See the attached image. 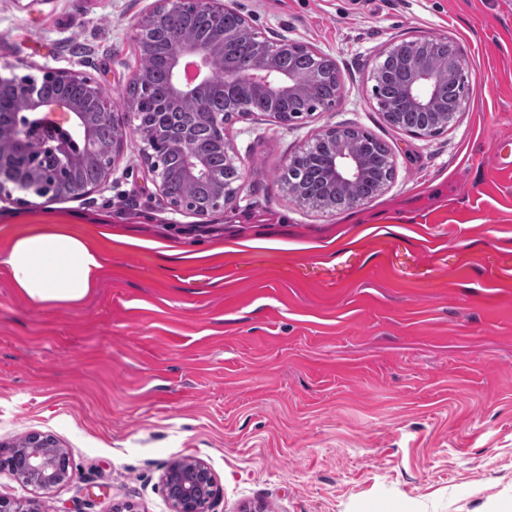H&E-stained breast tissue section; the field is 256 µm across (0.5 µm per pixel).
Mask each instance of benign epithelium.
Returning <instances> with one entry per match:
<instances>
[{
  "label": "benign epithelium",
  "instance_id": "1",
  "mask_svg": "<svg viewBox=\"0 0 512 512\" xmlns=\"http://www.w3.org/2000/svg\"><path fill=\"white\" fill-rule=\"evenodd\" d=\"M171 12H206L222 16L228 12L239 13L236 0H157V6L136 28L135 39L141 44L148 33L155 30L160 20ZM257 38L249 21L235 29L224 30L223 39L218 43H186L172 36L175 44L171 54L172 79L168 102H187L198 96L199 89L211 77L214 69L220 67L226 74V91H233L239 84L251 87L256 94L269 104V112L278 121L288 124L302 116L300 112H281L278 106L285 100L305 98L310 111L327 112L342 98L343 86L340 78H335L332 97L322 99L316 96L324 84L323 70L317 66L322 54L315 48L301 42L283 39L276 43L260 41L258 56L247 63H232L224 57V44L244 37ZM448 45L445 64L441 68L433 66V59L425 49L438 44ZM405 39L390 42L381 52L380 61L372 74V95L385 120L415 137H432L447 129L456 113L446 110L447 99L457 103L465 100L472 72L469 69L462 49L454 42L438 38L415 40L414 49L406 51ZM301 48L310 59L305 79L299 80L294 71L282 66V58L290 51ZM82 80L89 88V99L77 102L69 99L65 85L71 80ZM16 92L17 112L10 122L0 126V151L7 148L23 147L34 142L42 126L33 121L32 116L45 110H59L72 119V126L82 130L80 144L66 167L57 172L47 173L38 167L30 170L31 177L20 178L4 164L0 158V194L6 184L36 193V183L50 180L53 187L65 190L74 183L81 164L98 158L93 134V124L106 119L112 124V146L108 159L102 163L98 181L83 188L85 195L101 187L112 177L115 163L121 156L127 137L122 113L111 108L108 101L99 94V84L91 74L47 71L42 78L21 79L16 76L0 75V91ZM353 127H333L319 133L307 150L325 149L323 182L327 193L316 207L335 210L351 207L367 200L362 188L368 180L369 162L355 137ZM225 159V174L213 172L205 158L193 145V131H185L177 145L183 174L187 181H207L213 186V193L205 202L191 198L175 199L169 195L162 178H157V189L168 205L176 211L205 217L224 210L237 197L240 186L237 182L244 177L243 168L230 154L227 142H222ZM68 456L67 449L58 443L51 445L30 439L17 449L16 458L6 464L0 458V470L6 469L24 487L50 490L68 483L69 471L57 462L59 456ZM169 512H203L200 498L212 506L217 495V482L207 463L195 457H183L172 461L162 475Z\"/></svg>",
  "mask_w": 512,
  "mask_h": 512
}]
</instances>
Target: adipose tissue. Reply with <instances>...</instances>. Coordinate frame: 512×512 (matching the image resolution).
Returning a JSON list of instances; mask_svg holds the SVG:
<instances>
[{"mask_svg": "<svg viewBox=\"0 0 512 512\" xmlns=\"http://www.w3.org/2000/svg\"><path fill=\"white\" fill-rule=\"evenodd\" d=\"M14 288L40 307L82 302L103 267L98 246L63 227L21 233L0 254Z\"/></svg>", "mask_w": 512, "mask_h": 512, "instance_id": "ef3b65f1", "label": "adipose tissue"}]
</instances>
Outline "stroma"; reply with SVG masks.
<instances>
[{"mask_svg": "<svg viewBox=\"0 0 512 512\" xmlns=\"http://www.w3.org/2000/svg\"><path fill=\"white\" fill-rule=\"evenodd\" d=\"M269 41L332 58L328 112L284 125L235 112L224 136L246 177L224 211L172 210L128 133L99 190L0 199V250L68 224L105 253L95 292L33 306L0 267V455L55 437L72 478L40 512H168L162 474L205 460L212 512H497L512 500V0H237ZM155 0H0V67L96 76L120 112ZM447 37L472 72L448 128L389 124L371 74L394 39ZM386 142L379 195L326 212L279 177L330 127ZM270 241L267 249L251 247ZM204 260H194V253Z\"/></svg>", "mask_w": 512, "mask_h": 512, "instance_id": "35a3bbf8", "label": "stroma"}]
</instances>
